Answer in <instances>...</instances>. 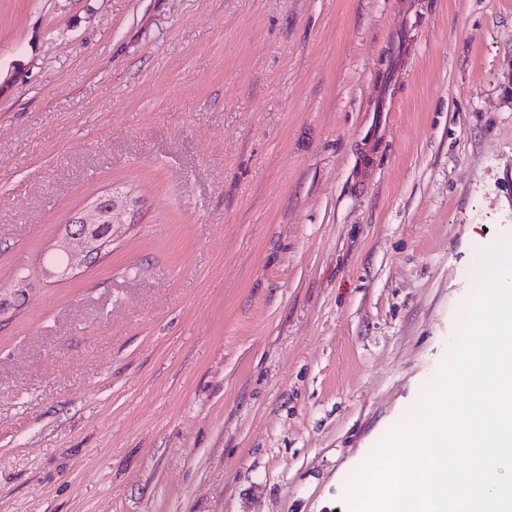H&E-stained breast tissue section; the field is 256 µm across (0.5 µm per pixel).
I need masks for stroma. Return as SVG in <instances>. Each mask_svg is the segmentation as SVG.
Listing matches in <instances>:
<instances>
[{"label": "stroma", "instance_id": "stroma-1", "mask_svg": "<svg viewBox=\"0 0 512 512\" xmlns=\"http://www.w3.org/2000/svg\"><path fill=\"white\" fill-rule=\"evenodd\" d=\"M504 233L512 0H0V512H349ZM136 201L125 194L122 198H114L113 206L108 215L110 224L109 240L106 243L97 241L92 233L98 224L102 223V216L99 210L91 208L79 212L75 222L77 226H68L59 245L60 250L66 256V268L74 269L94 262L100 254L101 249L112 239L122 233L126 224L131 223L134 214Z\"/></svg>", "mask_w": 512, "mask_h": 512}]
</instances>
